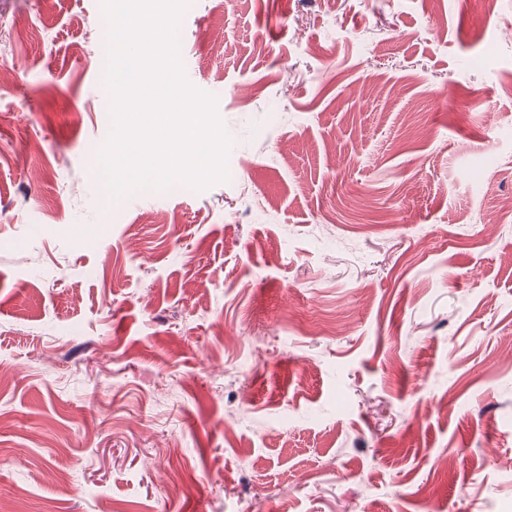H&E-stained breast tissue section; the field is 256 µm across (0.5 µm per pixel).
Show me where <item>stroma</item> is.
<instances>
[{"label":"stroma","mask_w":512,"mask_h":512,"mask_svg":"<svg viewBox=\"0 0 512 512\" xmlns=\"http://www.w3.org/2000/svg\"><path fill=\"white\" fill-rule=\"evenodd\" d=\"M102 21L0 0V502L512 512V0H197L229 179L109 206Z\"/></svg>","instance_id":"1"}]
</instances>
